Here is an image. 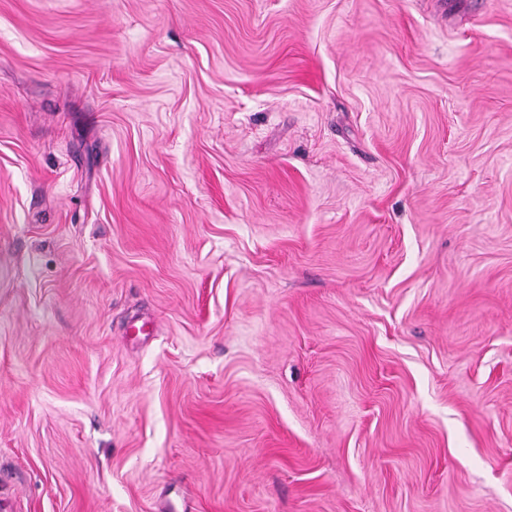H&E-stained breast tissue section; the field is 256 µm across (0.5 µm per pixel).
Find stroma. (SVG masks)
Instances as JSON below:
<instances>
[{"mask_svg":"<svg viewBox=\"0 0 512 512\" xmlns=\"http://www.w3.org/2000/svg\"><path fill=\"white\" fill-rule=\"evenodd\" d=\"M0 512H512V0H0Z\"/></svg>","mask_w":512,"mask_h":512,"instance_id":"stroma-1","label":"stroma"}]
</instances>
